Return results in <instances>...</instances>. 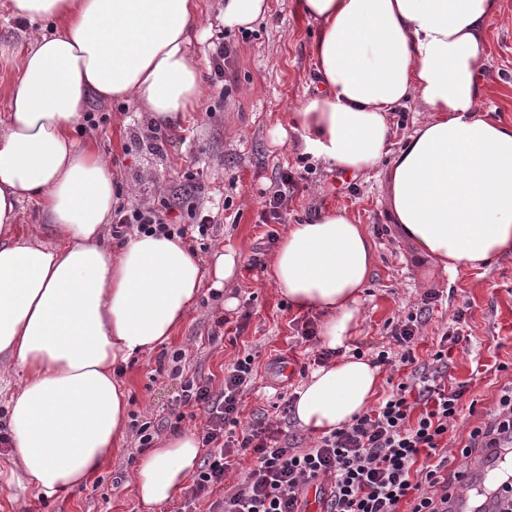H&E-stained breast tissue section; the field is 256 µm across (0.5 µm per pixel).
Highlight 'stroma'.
<instances>
[{
  "label": "stroma",
  "mask_w": 512,
  "mask_h": 512,
  "mask_svg": "<svg viewBox=\"0 0 512 512\" xmlns=\"http://www.w3.org/2000/svg\"><path fill=\"white\" fill-rule=\"evenodd\" d=\"M199 4L200 25L192 50L207 91L193 110L167 127L163 146L155 145L154 129L137 102L94 99L88 104L89 111L107 117L92 135L121 186L119 203L164 200L171 204L169 222L184 224L188 217L183 194L191 185L202 184L204 203L217 210L218 222L208 240L192 241V249L203 260L227 246L242 257L230 290L238 300L236 307L226 309L223 297L204 292L161 352H183L182 375L209 378L217 385L227 366L256 352V383L242 400L241 426L271 423L289 446H313L316 434L300 428L293 417H282L276 404L279 392H294L304 383L305 373L314 370L308 354L319 351L320 342H302L298 331L303 322L318 323L319 316L291 309L268 283L265 265L274 247L267 234L281 237L289 225L306 222L317 212L347 210L371 234L378 257L362 303L364 321L356 341L361 353L375 357L381 347L392 345L395 328L410 313L421 314L414 365L398 371L381 367L377 397H385L411 371L431 372L441 336L454 329L453 312L466 311L463 328L470 344L464 352L451 350L448 373L452 382L465 385L463 402L473 411L448 441V471L472 465L482 458V450L467 458L459 450L473 427L490 422L502 387L512 383V255L488 268L455 275L413 260L386 211L380 172L347 175L296 148L300 134L288 114L314 94L319 83L310 52L318 25L301 12L298 0H270L265 19L249 30L224 26L220 0ZM498 4L477 74L488 89L478 109L512 121V0ZM31 31L30 24L10 19L7 0H0V113L7 109ZM221 36L238 47L236 78L228 84L213 68L214 44ZM285 170L296 173L300 189L289 200L283 223H264L263 196L273 191ZM428 294L433 301L427 305L423 298ZM220 318L225 326H217ZM285 362L295 368L287 380L280 373ZM181 377L159 371L153 356L127 367L131 421L157 425L171 418ZM138 457L133 436H126L86 485L51 498L29 490L14 502L0 493V512H146L127 483Z\"/></svg>",
  "instance_id": "35a3bbf8"
}]
</instances>
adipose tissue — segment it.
<instances>
[{"mask_svg": "<svg viewBox=\"0 0 512 512\" xmlns=\"http://www.w3.org/2000/svg\"><path fill=\"white\" fill-rule=\"evenodd\" d=\"M318 22L322 91L290 119L302 154L354 175L384 174L385 204L415 258L450 273L512 255V121L477 111V80L497 0H300ZM11 17L46 21L23 52L0 114V365L24 381L6 404L8 465L0 488L68 492L120 448L130 391L119 370L170 340L204 279L225 288L232 247L209 265L179 237L104 234L116 181L76 130L90 100H134L166 125L205 93L191 32L198 0H9ZM419 98L426 118L391 149L389 114ZM42 226L22 231L24 201ZM374 242L342 210L292 224L266 276L294 310L322 317L335 359L295 391L299 426L328 433L374 396L379 368L351 355ZM194 435L172 434L138 462L132 486L147 512L179 494L199 462Z\"/></svg>", "mask_w": 512, "mask_h": 512, "instance_id": "1", "label": "adipose tissue"}]
</instances>
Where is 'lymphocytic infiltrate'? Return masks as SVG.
Returning <instances> with one entry per match:
<instances>
[{"label": "lymphocytic infiltrate", "mask_w": 512, "mask_h": 512, "mask_svg": "<svg viewBox=\"0 0 512 512\" xmlns=\"http://www.w3.org/2000/svg\"><path fill=\"white\" fill-rule=\"evenodd\" d=\"M167 205L119 207L112 212V237L132 234H198L208 237L215 221L209 210L195 205L190 223H167ZM254 354L227 368L220 392L210 381H183L180 405L202 408L205 425L199 434L207 458L183 512L222 484L232 467V455L253 452L256 461L240 483L208 506V512H307V491L325 480L319 496L324 512H448L451 484L445 443L455 431L463 410L462 386L445 383L442 375L411 376L398 383L376 409L351 424L317 439L312 448L298 450L277 444L276 432L252 425L239 435L227 434L238 422L241 397L254 380ZM476 448L512 449V386L503 387L487 426L473 428L460 453Z\"/></svg>", "instance_id": "lymphocytic-infiltrate-1"}]
</instances>
